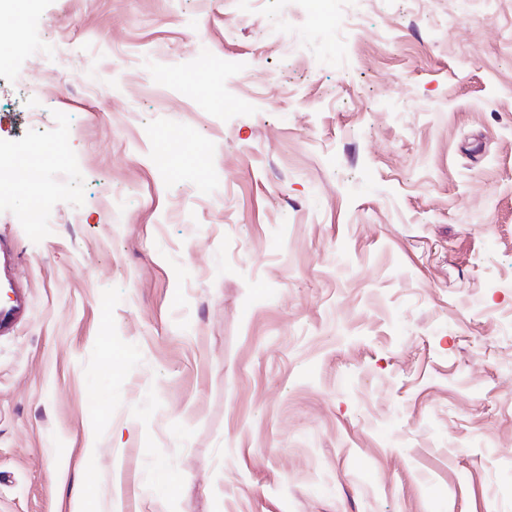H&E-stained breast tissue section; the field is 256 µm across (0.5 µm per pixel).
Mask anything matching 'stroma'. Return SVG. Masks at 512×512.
<instances>
[{"instance_id": "35a3bbf8", "label": "stroma", "mask_w": 512, "mask_h": 512, "mask_svg": "<svg viewBox=\"0 0 512 512\" xmlns=\"http://www.w3.org/2000/svg\"><path fill=\"white\" fill-rule=\"evenodd\" d=\"M14 27L0 148L69 174L0 189V512H512V0ZM13 250L0 240V283L1 276L8 282L13 299L10 304L0 305V335L11 333L14 327L29 313L30 300L27 291L18 286L12 277Z\"/></svg>"}]
</instances>
